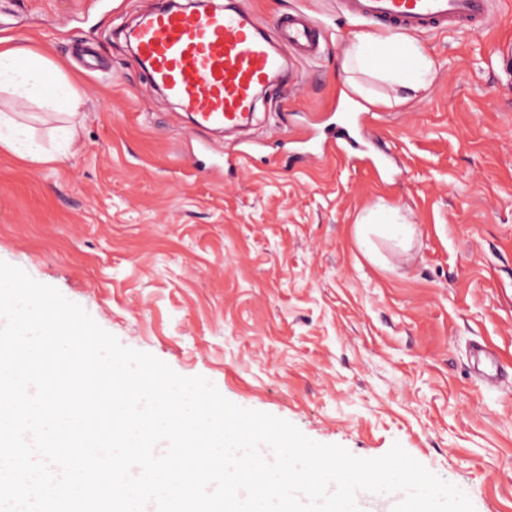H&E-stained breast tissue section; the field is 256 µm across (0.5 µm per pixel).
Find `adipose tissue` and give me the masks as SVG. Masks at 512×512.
<instances>
[{"instance_id": "adipose-tissue-1", "label": "adipose tissue", "mask_w": 512, "mask_h": 512, "mask_svg": "<svg viewBox=\"0 0 512 512\" xmlns=\"http://www.w3.org/2000/svg\"><path fill=\"white\" fill-rule=\"evenodd\" d=\"M380 61L379 69H371L372 61ZM433 63L422 55L414 42L378 33L357 37L344 51L346 73L376 72L393 86L395 92L410 94L423 88L432 73ZM9 94L14 104L0 107V147L30 160H59L73 140V123L84 101L85 91L70 80L60 68L41 53L0 45V95ZM34 104L64 115L66 123L58 127V147L48 149L35 138L30 126L18 119L19 106ZM412 225L401 223L397 214L383 208L368 211L356 224L355 239L369 259H377L372 241L381 235L401 249H409L414 239Z\"/></svg>"}]
</instances>
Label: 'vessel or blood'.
Returning a JSON list of instances; mask_svg holds the SVG:
<instances>
[{"label":"vessel or blood","mask_w":512,"mask_h":512,"mask_svg":"<svg viewBox=\"0 0 512 512\" xmlns=\"http://www.w3.org/2000/svg\"><path fill=\"white\" fill-rule=\"evenodd\" d=\"M344 16L392 34H439L451 29L478 31L487 24L492 0H339ZM282 40L299 55L322 53L315 20L290 11L278 20ZM145 63L153 87L177 99L199 128H245L255 110L254 93L277 85L282 56L252 15L236 5L204 15L171 9L158 0L126 33ZM308 161L342 157L372 168L379 179L396 177L401 165L370 122L368 113L338 105L322 132L303 140Z\"/></svg>","instance_id":"vessel-or-blood-1"}]
</instances>
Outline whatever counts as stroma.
<instances>
[{
    "mask_svg": "<svg viewBox=\"0 0 512 512\" xmlns=\"http://www.w3.org/2000/svg\"><path fill=\"white\" fill-rule=\"evenodd\" d=\"M269 36L314 16L319 58H292L304 94L259 99L247 161L216 169L191 146H236L147 88L125 33L155 0H0V38L37 50L86 92L61 161L0 150V260L81 305L125 346L200 375L361 458L402 447L467 493L512 512V0L485 31L416 37L429 85L391 106L361 76L398 180L299 155L344 88L342 51L368 24L336 0H241ZM382 207L414 225L409 256L359 250Z\"/></svg>",
    "mask_w": 512,
    "mask_h": 512,
    "instance_id": "stroma-1",
    "label": "stroma"
}]
</instances>
